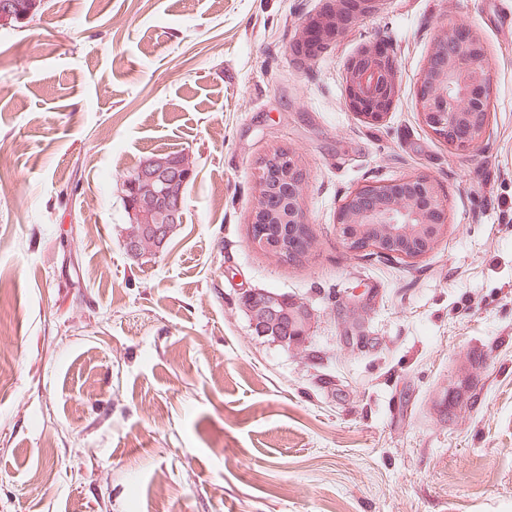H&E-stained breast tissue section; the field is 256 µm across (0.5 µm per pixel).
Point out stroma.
Here are the masks:
<instances>
[{
	"label": "stroma",
	"mask_w": 512,
	"mask_h": 512,
	"mask_svg": "<svg viewBox=\"0 0 512 512\" xmlns=\"http://www.w3.org/2000/svg\"><path fill=\"white\" fill-rule=\"evenodd\" d=\"M328 0H42L0 29V512H512V0H382L314 57ZM481 38L482 145L436 138L417 89L436 31ZM395 61L382 121L347 63ZM303 172L318 248L249 242L255 175ZM191 156L184 221L123 248V183ZM435 178L427 256L345 249L355 190ZM288 293L316 347L257 337L239 298ZM346 103L367 121L379 122L389 112L395 93L394 61L375 45L364 49L344 72Z\"/></svg>",
	"instance_id": "35a3bbf8"
}]
</instances>
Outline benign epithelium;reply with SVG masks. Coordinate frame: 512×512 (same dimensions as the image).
I'll list each match as a JSON object with an SVG mask.
<instances>
[{
  "instance_id": "benign-epithelium-1",
  "label": "benign epithelium",
  "mask_w": 512,
  "mask_h": 512,
  "mask_svg": "<svg viewBox=\"0 0 512 512\" xmlns=\"http://www.w3.org/2000/svg\"><path fill=\"white\" fill-rule=\"evenodd\" d=\"M335 7L307 19L292 47L299 57H312L336 40L346 27L376 11L380 0H334ZM346 103L367 121L379 122L389 112L395 93V68L391 55L370 46L353 58L344 72ZM490 78L484 47L471 30L448 23L434 37V47L420 77L418 91L424 123L439 138L457 147L481 145L489 127L484 96ZM195 176L187 154L178 158L163 153L148 158L125 183L130 223L143 225L154 239L163 237L168 224L183 222L185 190ZM301 170L287 151L268 155L254 181L250 226L286 224L292 243H302L301 259L316 248L301 203ZM288 194V207L272 209L270 198ZM447 203L437 181L414 176L371 185L352 192L337 215V227L351 252L372 250L404 260L430 254L446 232ZM252 247L284 260V251L249 230Z\"/></svg>"
}]
</instances>
